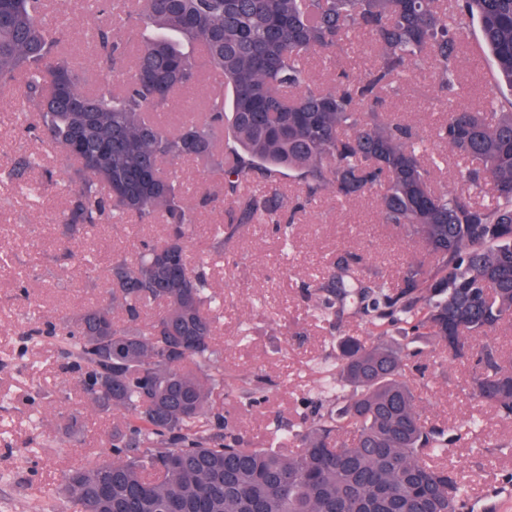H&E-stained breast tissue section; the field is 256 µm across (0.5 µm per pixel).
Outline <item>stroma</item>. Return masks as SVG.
Wrapping results in <instances>:
<instances>
[{"instance_id": "obj_1", "label": "stroma", "mask_w": 512, "mask_h": 512, "mask_svg": "<svg viewBox=\"0 0 512 512\" xmlns=\"http://www.w3.org/2000/svg\"><path fill=\"white\" fill-rule=\"evenodd\" d=\"M45 12L62 29L77 69L88 82H100L104 74L91 32L108 24L122 34L115 18L96 14L90 0H46ZM352 43L353 51L333 61L317 55L308 59L317 85L328 88L339 72L358 77L374 66L368 40L358 35ZM459 80L474 109L482 108L500 84L475 23L465 36ZM27 110L20 85L0 90V251L13 259L12 268H0V512H72L62 496L61 475L102 460L101 441L117 414L100 411L85 397L79 374L64 371L62 342L31 338L26 331L36 320L73 318L109 301L101 273L109 252H136L165 231L160 224L98 225L100 249L81 261L86 234L63 222L74 165L25 131L18 116ZM386 110L430 138L446 117L432 68H412L388 96ZM29 154L40 156L41 166L29 172L25 184L8 179L6 166ZM227 221L222 205L199 210L191 247L192 256H208L211 289L224 299L215 345L231 383L215 393L213 410L227 416L244 447L267 448L274 430L303 425L310 415L324 378L336 365L333 337L367 334L350 301L333 323L317 320L303 284L344 250L365 256L362 278L387 280L419 250L382 223L370 195L352 202L322 197L296 215L286 247L270 231L244 232L217 247L213 229ZM90 264L97 274H88ZM405 374L417 386L424 419L445 427L479 421L478 436L455 445L451 458L453 466L472 474L473 493L488 486L511 488L512 454H500L498 447L512 441V423L468 396V366L445 361L424 346L407 360ZM238 379L262 382L268 401L244 404L232 387Z\"/></svg>"}]
</instances>
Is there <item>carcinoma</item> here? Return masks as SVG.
<instances>
[{
	"label": "carcinoma",
	"instance_id": "cac0c4a2",
	"mask_svg": "<svg viewBox=\"0 0 512 512\" xmlns=\"http://www.w3.org/2000/svg\"><path fill=\"white\" fill-rule=\"evenodd\" d=\"M43 7L0 0V87L23 82L28 129L79 164L63 223L167 226L162 241L112 258V303L45 322L87 398L122 412L105 441L112 458L64 474L67 502L76 512H468L467 476L436 459L477 424L448 437L428 425L403 366L427 338L452 361L473 359L469 395L512 419V359L494 336L512 321V100L492 95L474 111L456 83L475 21L512 90V0H454L450 12L438 0H143L128 12L132 38L96 29L108 69L133 54L131 79L91 91ZM355 32L372 39L373 68L316 87L306 58L335 56ZM424 63L448 106L434 142L462 160L472 188L490 187L488 203L433 190L428 145L384 115L396 80ZM205 74L218 79L206 115L156 121ZM187 160L221 176L229 239L253 224L279 232L286 213L328 192L373 193L382 223L432 259L407 263L390 285L360 279L364 258L349 251L304 285L321 321L355 296L369 332L336 341V394L277 448H244L223 418L206 417L224 386L214 344L224 302L209 292L207 259L188 260L196 208L171 169ZM33 165L20 156L8 176L22 181ZM393 328L405 345L390 344Z\"/></svg>",
	"mask_w": 512,
	"mask_h": 512
}]
</instances>
